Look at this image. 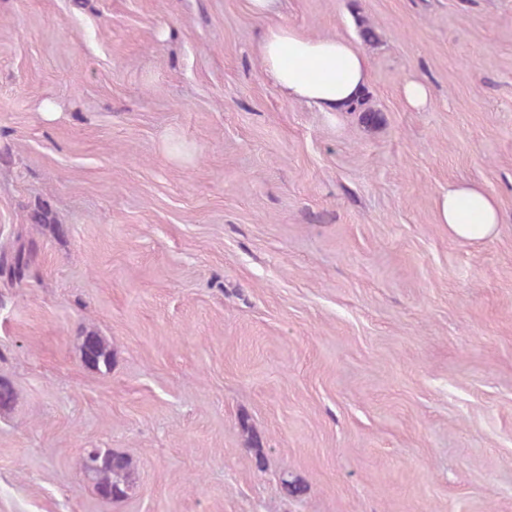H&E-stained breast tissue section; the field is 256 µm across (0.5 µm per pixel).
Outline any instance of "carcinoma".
<instances>
[{
  "instance_id": "obj_1",
  "label": "carcinoma",
  "mask_w": 512,
  "mask_h": 512,
  "mask_svg": "<svg viewBox=\"0 0 512 512\" xmlns=\"http://www.w3.org/2000/svg\"><path fill=\"white\" fill-rule=\"evenodd\" d=\"M34 253L21 246L5 257L4 268L10 276L28 278ZM83 362L100 373L112 369V348L95 331L81 337L79 346ZM83 476L91 481L97 494L109 501L119 502L129 498L136 487V472L131 458L102 448L84 449L80 461Z\"/></svg>"
}]
</instances>
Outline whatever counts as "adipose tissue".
<instances>
[{"label": "adipose tissue", "mask_w": 512, "mask_h": 512, "mask_svg": "<svg viewBox=\"0 0 512 512\" xmlns=\"http://www.w3.org/2000/svg\"><path fill=\"white\" fill-rule=\"evenodd\" d=\"M249 13L265 20L258 58L265 79L285 99L321 112L350 111L370 85L371 63L340 35L312 36L280 23L282 0H246ZM440 223L456 239L492 238L500 222L497 199L476 183L449 185L435 200Z\"/></svg>", "instance_id": "1"}]
</instances>
